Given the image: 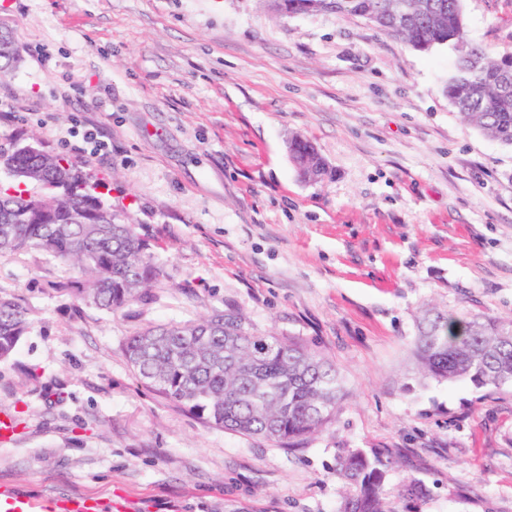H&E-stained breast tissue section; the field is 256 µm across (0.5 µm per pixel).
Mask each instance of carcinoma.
Masks as SVG:
<instances>
[{
    "instance_id": "obj_1",
    "label": "carcinoma",
    "mask_w": 512,
    "mask_h": 512,
    "mask_svg": "<svg viewBox=\"0 0 512 512\" xmlns=\"http://www.w3.org/2000/svg\"><path fill=\"white\" fill-rule=\"evenodd\" d=\"M320 11L376 16V28L417 50L454 44L457 73L445 87L460 114L485 136L512 145V54L491 57L464 39L461 0H315ZM300 170L327 171L324 158L300 135L288 140ZM23 189L0 186V257L47 254L81 279L67 292L80 304L120 311L147 294L163 275L130 218L112 210L100 183L62 155L23 134L0 168ZM31 319L0 296V362L15 354ZM124 353L150 390L206 424L290 447L332 422L343 398L336 366L294 338L256 335L222 312L196 321L142 328ZM419 370L438 381L477 388L512 384V320L424 312L415 341ZM393 459L374 449L346 448L336 478L346 492L338 512H395L387 490Z\"/></svg>"
}]
</instances>
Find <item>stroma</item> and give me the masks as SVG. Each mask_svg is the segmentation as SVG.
I'll use <instances>...</instances> for the list:
<instances>
[{"label":"stroma","instance_id":"stroma-1","mask_svg":"<svg viewBox=\"0 0 512 512\" xmlns=\"http://www.w3.org/2000/svg\"><path fill=\"white\" fill-rule=\"evenodd\" d=\"M468 40L512 53V0H462ZM19 59L0 77V146L36 133L104 185L165 276L122 311L77 308L50 256L0 258L33 324L0 362V489L97 512H336L343 448H386L397 512H512V386L416 368L425 310L512 318V147L444 88L458 52L365 20L260 0H0ZM95 129L112 159L74 151ZM299 132L328 165L307 182ZM331 360L344 397L285 450L213 428L147 389L135 331L213 311ZM418 480L426 499L407 501Z\"/></svg>","mask_w":512,"mask_h":512}]
</instances>
